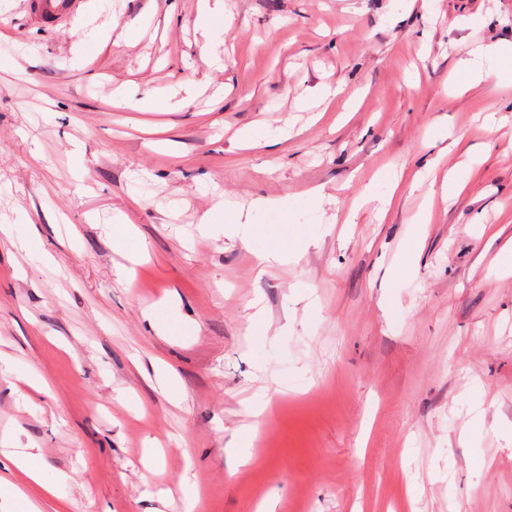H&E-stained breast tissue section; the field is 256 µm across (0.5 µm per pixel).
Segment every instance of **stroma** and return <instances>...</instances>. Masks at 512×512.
I'll return each instance as SVG.
<instances>
[{
    "label": "stroma",
    "instance_id": "stroma-1",
    "mask_svg": "<svg viewBox=\"0 0 512 512\" xmlns=\"http://www.w3.org/2000/svg\"><path fill=\"white\" fill-rule=\"evenodd\" d=\"M197 2L89 0L52 27L22 0L0 13V215L39 240L0 239V360L48 383L18 380L25 403L0 389V433L72 475L59 499L10 480L43 512H184L187 476L198 512L265 493L275 512H512V83L457 67L458 44L512 42V0H224L221 71ZM93 27L111 38L79 62ZM324 83L341 91L322 116L298 110ZM130 86L171 109L116 104ZM435 127L457 145L429 146ZM394 166L385 216L358 205ZM316 188L325 221L294 225L291 262L259 269L266 238L198 230L221 197L256 224L255 200ZM121 214L140 264L113 244ZM150 306L189 334L158 335ZM156 361L179 399L152 388ZM277 379L293 392L248 414ZM251 424L243 466L228 444Z\"/></svg>",
    "mask_w": 512,
    "mask_h": 512
}]
</instances>
